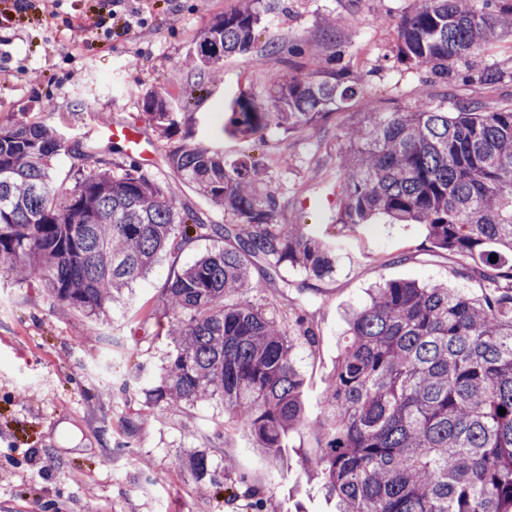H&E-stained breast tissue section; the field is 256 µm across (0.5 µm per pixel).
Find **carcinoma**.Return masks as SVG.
I'll return each instance as SVG.
<instances>
[{
  "label": "carcinoma",
  "instance_id": "obj_1",
  "mask_svg": "<svg viewBox=\"0 0 512 512\" xmlns=\"http://www.w3.org/2000/svg\"><path fill=\"white\" fill-rule=\"evenodd\" d=\"M274 7L243 0L216 18L198 42V68L211 75L249 51ZM505 32L512 0H420L400 25L398 58L446 78ZM362 95V77L347 69L290 76L272 83L265 110L237 101L225 131L294 133ZM143 107L169 137L170 97L149 91ZM346 138L336 223L382 214L425 224L432 246L460 256L459 275L479 279L483 291L473 298L405 280L372 288L348 315L322 396L321 454L312 465L299 458L301 468L336 499V512H512V110L456 100L383 112L367 102ZM64 152L78 161L70 187L51 176ZM95 154L43 122L0 124V270L96 323L165 248L224 240L164 289L172 350L154 399L222 402L254 447L280 460L288 435L306 423L297 348L318 344L319 332L300 304L280 318L229 298L261 287L253 268L264 279L286 263L311 279L332 276L334 245L303 224L278 223L265 170L245 160L228 163L200 143L165 152L182 182L236 219L208 224L180 212L169 187L139 166L104 167Z\"/></svg>",
  "mask_w": 512,
  "mask_h": 512
}]
</instances>
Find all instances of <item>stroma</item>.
I'll list each match as a JSON object with an SVG mask.
<instances>
[{
  "label": "stroma",
  "instance_id": "stroma-1",
  "mask_svg": "<svg viewBox=\"0 0 512 512\" xmlns=\"http://www.w3.org/2000/svg\"><path fill=\"white\" fill-rule=\"evenodd\" d=\"M239 3L127 0L142 23L100 42L71 27L95 0H58L51 13L38 6L22 12L14 0H0V123L45 121L72 145L97 143L96 129L106 120L140 123L157 148L145 171L170 187L179 208L221 224L223 212L164 162L167 148L205 144L226 160L266 169L279 223L303 224L335 241L333 277L310 280L286 265L279 280L246 295L282 314L296 298L308 302L321 341L299 351L308 425L291 434L286 453L314 460L321 396L347 311L386 280L442 283L472 295L480 283L458 275L457 257L432 247L426 225L377 217L343 226L334 221L335 204L308 206V197L341 186L338 157L362 102L297 134L271 127L246 137L224 131L233 106L246 96L267 108L274 79H316L337 65L362 73L364 100L384 111L419 100L443 106L452 98L487 111L510 109L512 36L476 58L477 67L497 69L495 82L443 80L397 56L398 29L415 0H282L256 28L249 52L225 58L220 77L199 74L194 51L201 31ZM31 69L41 71L40 82H29ZM151 89L171 98L170 138H159L142 109ZM214 245L198 239L166 250L97 323L53 302L37 284L0 277V512H250L235 496L243 478L263 494L266 512H332L318 481L297 464L273 466L246 428L227 424L222 403L157 404L150 396L171 348L167 321L153 310L168 280ZM285 279L291 288H282ZM200 456L217 484L194 477Z\"/></svg>",
  "mask_w": 512,
  "mask_h": 512
}]
</instances>
